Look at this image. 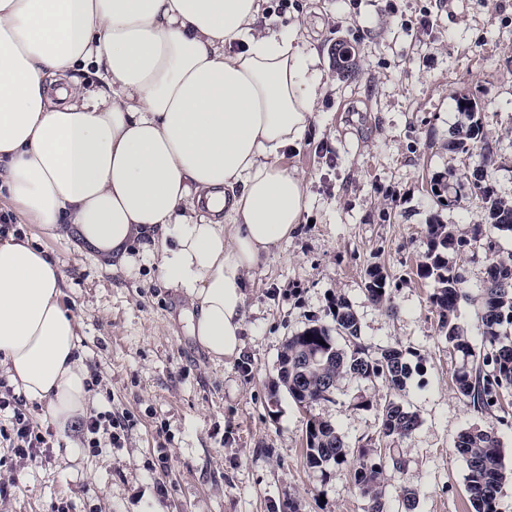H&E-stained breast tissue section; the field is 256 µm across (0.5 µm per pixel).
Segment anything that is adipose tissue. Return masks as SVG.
<instances>
[{
    "instance_id": "obj_1",
    "label": "adipose tissue",
    "mask_w": 512,
    "mask_h": 512,
    "mask_svg": "<svg viewBox=\"0 0 512 512\" xmlns=\"http://www.w3.org/2000/svg\"><path fill=\"white\" fill-rule=\"evenodd\" d=\"M263 0H0V191L16 217L113 268L142 252L189 306L217 362L242 355L246 282L300 224L304 178L281 163L323 86L298 30ZM96 66L104 89L86 90ZM63 274L0 238V369L58 432L94 407Z\"/></svg>"
}]
</instances>
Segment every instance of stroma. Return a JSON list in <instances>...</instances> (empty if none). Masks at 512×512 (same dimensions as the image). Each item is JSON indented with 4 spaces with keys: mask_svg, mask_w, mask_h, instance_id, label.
I'll list each match as a JSON object with an SVG mask.
<instances>
[{
    "mask_svg": "<svg viewBox=\"0 0 512 512\" xmlns=\"http://www.w3.org/2000/svg\"><path fill=\"white\" fill-rule=\"evenodd\" d=\"M299 24L325 59L323 96L310 137L282 163L305 179L302 222L254 269L247 282L244 350L217 364L188 334L185 299L154 260L135 272L112 269L83 243L44 236L32 224L16 234L46 251L64 274L63 306L79 319V351L98 384L95 412L127 414L121 447L80 434L76 462L36 403L23 408L49 431L50 450L36 462L0 447V512H365L366 500L344 468L320 474L305 461L307 421L336 424L356 445L385 447L386 388L351 378L331 403L297 407L274 392L275 363L288 336L324 317L344 297L371 353L411 350L418 370L398 395L419 427L400 441L408 466L387 471L388 512H401L400 485L415 490V512H470L467 465L458 434L490 424L455 390L457 360L439 329L432 280L417 265L431 218L451 225L464 247L448 262L470 299L459 321L480 336L485 238L474 235L483 203L469 183L459 205L440 204L433 174L463 168L448 149L464 117L456 100L476 101L489 179L512 201V0H266L262 24L277 32ZM351 55L352 70L336 64ZM377 267L391 288L389 307L365 290Z\"/></svg>",
    "mask_w": 512,
    "mask_h": 512,
    "instance_id": "1",
    "label": "stroma"
}]
</instances>
